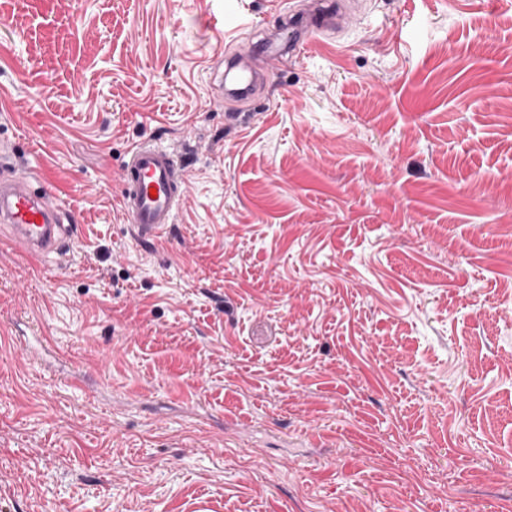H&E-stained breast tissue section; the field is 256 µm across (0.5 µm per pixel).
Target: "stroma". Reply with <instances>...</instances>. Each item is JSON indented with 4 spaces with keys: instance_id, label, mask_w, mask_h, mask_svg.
<instances>
[{
    "instance_id": "35a3bbf8",
    "label": "stroma",
    "mask_w": 512,
    "mask_h": 512,
    "mask_svg": "<svg viewBox=\"0 0 512 512\" xmlns=\"http://www.w3.org/2000/svg\"><path fill=\"white\" fill-rule=\"evenodd\" d=\"M307 2L0 0V143L77 226L0 246V512H512V8L365 0L234 113L212 58ZM122 184L119 205L134 236L139 241L162 239L187 189L179 157L155 143H139L123 164Z\"/></svg>"
}]
</instances>
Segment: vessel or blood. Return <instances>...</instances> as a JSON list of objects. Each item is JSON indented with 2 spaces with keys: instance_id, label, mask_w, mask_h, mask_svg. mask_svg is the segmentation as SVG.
Here are the masks:
<instances>
[{
  "instance_id": "b4317fda",
  "label": "vessel or blood",
  "mask_w": 512,
  "mask_h": 512,
  "mask_svg": "<svg viewBox=\"0 0 512 512\" xmlns=\"http://www.w3.org/2000/svg\"><path fill=\"white\" fill-rule=\"evenodd\" d=\"M340 15V5L313 0L308 13L290 15L287 29L267 38L258 53L240 52L227 58L225 70L234 74L235 81L220 83V97L251 102L256 92L251 63L256 54L300 55L319 35L335 30ZM47 177L44 171L8 165L5 148L0 145V224L9 227V242L38 263L50 253L63 251L70 232L63 222L62 204L31 187L33 180ZM122 184L119 205L134 236L141 241L162 239L187 189L186 170L179 157L157 144L139 143L123 164Z\"/></svg>"
}]
</instances>
